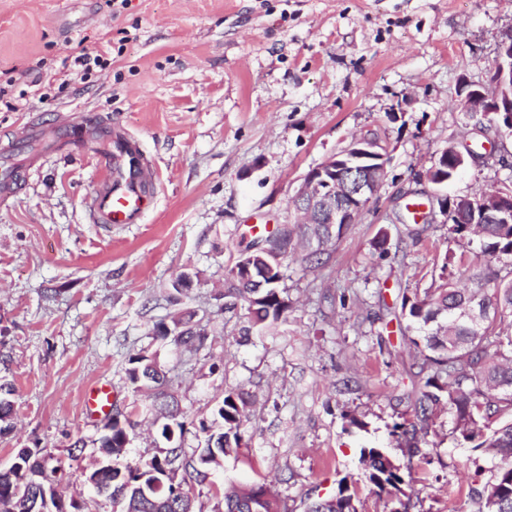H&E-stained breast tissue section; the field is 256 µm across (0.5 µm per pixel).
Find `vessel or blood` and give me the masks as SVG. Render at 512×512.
<instances>
[{
    "label": "vessel or blood",
    "mask_w": 512,
    "mask_h": 512,
    "mask_svg": "<svg viewBox=\"0 0 512 512\" xmlns=\"http://www.w3.org/2000/svg\"><path fill=\"white\" fill-rule=\"evenodd\" d=\"M95 114L84 116L79 126L58 121L50 125L31 122L25 128L28 138L49 145L75 144L84 150L89 146V130L102 127ZM111 152L105 158V173L87 199V207L96 224H138L153 203L154 175L140 141L120 131L109 137ZM84 403L93 414H103L112 407V392L106 383L89 386Z\"/></svg>",
    "instance_id": "vessel-or-blood-1"
}]
</instances>
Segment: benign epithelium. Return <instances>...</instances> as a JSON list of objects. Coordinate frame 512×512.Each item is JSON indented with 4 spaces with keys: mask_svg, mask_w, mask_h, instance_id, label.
<instances>
[{
    "mask_svg": "<svg viewBox=\"0 0 512 512\" xmlns=\"http://www.w3.org/2000/svg\"><path fill=\"white\" fill-rule=\"evenodd\" d=\"M493 91L468 81L460 88V108L473 116L481 115L499 129L512 131L500 120V113L512 114V33L498 43V57L491 75ZM451 152L454 171L464 168L467 158L476 159L470 146L459 149L450 145L442 152ZM387 177L386 158L382 146L369 139H355L346 148L311 168L302 184L291 197L298 213H315L326 224H353L367 210L378 195ZM427 219L451 222L450 207L453 197L434 193L429 196ZM486 315L485 306L474 302L459 314V318L476 325Z\"/></svg>",
    "mask_w": 512,
    "mask_h": 512,
    "instance_id": "benign-epithelium-1",
    "label": "benign epithelium"
}]
</instances>
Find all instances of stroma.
<instances>
[{
	"label": "stroma",
	"mask_w": 512,
	"mask_h": 512,
	"mask_svg": "<svg viewBox=\"0 0 512 512\" xmlns=\"http://www.w3.org/2000/svg\"><path fill=\"white\" fill-rule=\"evenodd\" d=\"M511 31L512 0H0V158L20 169L16 195L0 202V384L14 407L0 468L40 449L65 497L110 512L84 483L104 419L85 414L83 391L108 383L113 412L136 421L123 464L164 455L156 413L125 372L144 351L166 372L185 457L226 390L255 397L239 453L202 486L198 512L262 483L305 512L347 475L359 512H386L359 457L374 447L410 463L392 434L414 404L401 295L467 283L488 261L477 237L404 223V205L434 193L423 174L451 143L481 156L445 194L512 183V135L458 107L462 81L489 84ZM86 112L142 141L158 186L142 223L92 222L99 148L32 164L18 144L29 117ZM356 137L386 148L383 189L318 261L302 248L284 258L286 318L242 342L245 311H225L226 274L257 241L253 226L295 222L303 176ZM183 273L188 286L175 288ZM176 311L205 329L202 348L157 335ZM452 427L443 409L419 435L411 512H473L474 470L496 461Z\"/></svg>",
	"instance_id": "35a3bbf8"
}]
</instances>
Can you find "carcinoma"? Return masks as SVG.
I'll return each mask as SVG.
<instances>
[{
  "label": "carcinoma",
  "mask_w": 512,
  "mask_h": 512,
  "mask_svg": "<svg viewBox=\"0 0 512 512\" xmlns=\"http://www.w3.org/2000/svg\"><path fill=\"white\" fill-rule=\"evenodd\" d=\"M451 220L454 233L478 231L486 254L512 264V224H494L477 202L462 199L452 201ZM331 234L329 224H290L287 231L268 235L263 242L279 249L287 242L311 237L321 244ZM254 259L255 279L242 275L225 277L224 309L243 307L250 327L261 330L285 318L288 300L277 284L283 279L282 269L268 277L265 268L270 257L256 255ZM478 297L491 312L474 329L458 319V312ZM400 308L407 328L420 333L410 342L420 349L423 363L412 373L415 421L395 424L393 434L418 453V425L428 422L435 407L448 405L455 412L453 432L472 444V450L488 451L497 459L491 478L470 491L471 499L478 504L477 512H512V278L506 279L500 270L488 265L476 274L474 290L458 288L444 280L422 297L402 293ZM171 321L182 326L174 336L175 344H190L197 349L203 346L207 334L192 325L191 319L177 312ZM126 373L135 389L151 384L157 390L154 399L166 397V376L146 352L129 358ZM250 405L247 393L225 391L216 408L223 421L222 431L208 435L194 459L182 456L185 424L178 420V411H169L174 429L164 426L161 430L169 448L164 456L151 458L152 463L168 472L161 488L152 485L146 476L147 465L122 469L113 464L114 458L121 455L125 435L134 433L135 424L126 416L100 437L99 448L105 460L89 477L96 480L110 502L111 512H193L192 498L183 484L188 479L204 484L203 468L238 453ZM13 461L18 466L0 475V500H19L21 512H62L49 494L57 467H48L47 459L40 460L36 454L25 456L23 449ZM359 462L374 492L390 497L394 504L391 512H409L410 502L402 496L404 486L413 480L411 466L395 464L380 448L361 449ZM223 503L222 512H282L271 484L240 486L224 493ZM306 512H357L347 478L339 480L335 495L310 503Z\"/></svg>",
  "instance_id": "cac0c4a2"
}]
</instances>
